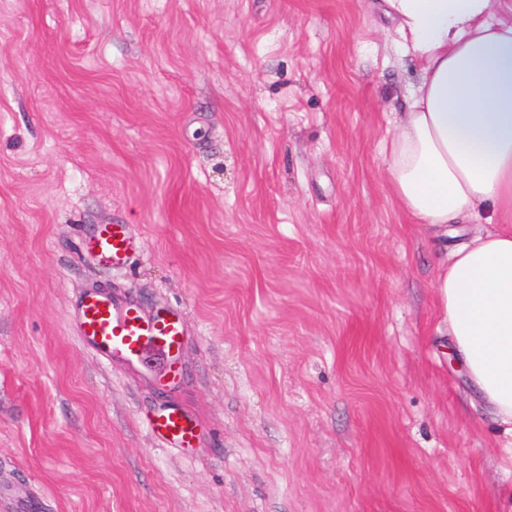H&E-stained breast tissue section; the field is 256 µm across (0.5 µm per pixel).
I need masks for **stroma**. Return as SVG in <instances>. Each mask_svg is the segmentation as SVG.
<instances>
[{"label": "stroma", "instance_id": "35a3bbf8", "mask_svg": "<svg viewBox=\"0 0 512 512\" xmlns=\"http://www.w3.org/2000/svg\"><path fill=\"white\" fill-rule=\"evenodd\" d=\"M398 39L380 0H0V512H505L435 290L487 226L390 190ZM112 223L123 272L80 246ZM89 288L184 311L179 388L80 342ZM152 435L170 448H192L200 432L196 417L181 406H171L150 419Z\"/></svg>", "mask_w": 512, "mask_h": 512}]
</instances>
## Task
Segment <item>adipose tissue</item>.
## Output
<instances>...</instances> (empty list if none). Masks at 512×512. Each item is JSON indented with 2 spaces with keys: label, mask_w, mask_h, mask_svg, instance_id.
<instances>
[{
  "label": "adipose tissue",
  "mask_w": 512,
  "mask_h": 512,
  "mask_svg": "<svg viewBox=\"0 0 512 512\" xmlns=\"http://www.w3.org/2000/svg\"><path fill=\"white\" fill-rule=\"evenodd\" d=\"M512 0H383L403 54L421 62L390 142L392 190L413 223L483 218L435 288L450 356L512 434Z\"/></svg>",
  "instance_id": "1"
}]
</instances>
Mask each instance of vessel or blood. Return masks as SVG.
Returning <instances> with one entry per match:
<instances>
[{
  "label": "vessel or blood",
  "instance_id": "vessel-or-blood-1",
  "mask_svg": "<svg viewBox=\"0 0 512 512\" xmlns=\"http://www.w3.org/2000/svg\"><path fill=\"white\" fill-rule=\"evenodd\" d=\"M137 241L130 225L101 224L83 243L97 264L124 270L130 265ZM75 330L88 349L109 363L136 368L145 365L148 353L175 365L185 335V316L176 310L145 312L129 298H117L100 289L82 297ZM152 435L172 448L193 447L200 432L196 417L181 406H172L150 419Z\"/></svg>",
  "mask_w": 512,
  "mask_h": 512
}]
</instances>
